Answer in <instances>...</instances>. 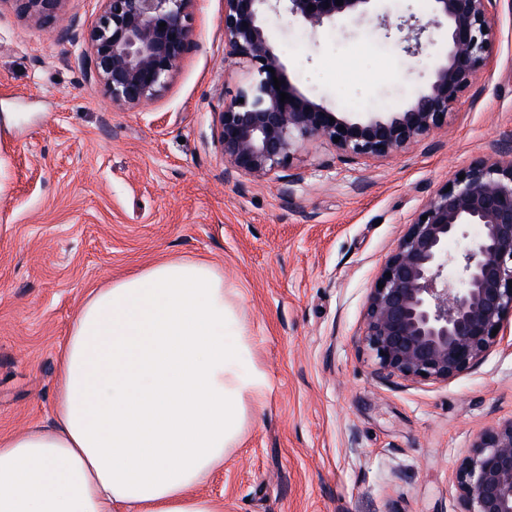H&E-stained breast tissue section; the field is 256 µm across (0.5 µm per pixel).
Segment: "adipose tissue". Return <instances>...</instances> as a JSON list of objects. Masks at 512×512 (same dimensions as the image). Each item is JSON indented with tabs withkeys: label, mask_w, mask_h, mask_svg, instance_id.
<instances>
[{
	"label": "adipose tissue",
	"mask_w": 512,
	"mask_h": 512,
	"mask_svg": "<svg viewBox=\"0 0 512 512\" xmlns=\"http://www.w3.org/2000/svg\"><path fill=\"white\" fill-rule=\"evenodd\" d=\"M50 424L0 438V512H224L203 493L264 393L213 265L168 259L81 306Z\"/></svg>",
	"instance_id": "1"
}]
</instances>
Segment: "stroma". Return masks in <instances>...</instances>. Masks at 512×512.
I'll list each match as a JSON object with an SVG mask.
<instances>
[{
    "label": "stroma",
    "instance_id": "obj_1",
    "mask_svg": "<svg viewBox=\"0 0 512 512\" xmlns=\"http://www.w3.org/2000/svg\"><path fill=\"white\" fill-rule=\"evenodd\" d=\"M425 0L312 32L268 26L292 86L329 107L403 108L446 52L407 54L385 22ZM491 14L488 64L448 116L404 152L344 160L301 142L282 181L224 178L213 114L252 77L224 57V0H195L193 45L146 109L110 107L81 46L0 0V437L49 424L57 352L90 291L149 264L224 274L269 388L204 488L224 512H456L476 436L512 421V328L446 382L377 377L359 348L368 297L412 217L494 145L512 141V0Z\"/></svg>",
    "mask_w": 512,
    "mask_h": 512
}]
</instances>
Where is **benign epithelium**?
I'll list each match as a JSON object with an SVG mask.
<instances>
[{"label":"benign epithelium","instance_id":"7a95c632","mask_svg":"<svg viewBox=\"0 0 512 512\" xmlns=\"http://www.w3.org/2000/svg\"><path fill=\"white\" fill-rule=\"evenodd\" d=\"M12 2L23 15L57 21L62 36L77 38L76 21L58 19L62 0ZM193 2L102 0L101 14L82 39L86 77L103 88L111 106L141 108L165 89L192 44ZM380 2L224 0V57L249 63L258 76L214 113L225 180L268 178L289 169L300 141L327 142L348 160L384 158L447 123L474 73L487 64L494 0H430L433 25L446 27L447 51L405 109L334 111L301 96L289 82L267 26L270 14L284 13L318 31L364 18ZM396 28L405 32L404 41L420 45L425 28L412 18ZM275 77L282 81L278 90ZM462 174L421 206L371 289L358 343L381 379L445 382L478 363L512 317V145L494 146ZM471 227L478 230L473 243L449 253L448 242L467 236ZM457 483L458 512H512V421L477 436Z\"/></svg>","mask_w":512,"mask_h":512}]
</instances>
